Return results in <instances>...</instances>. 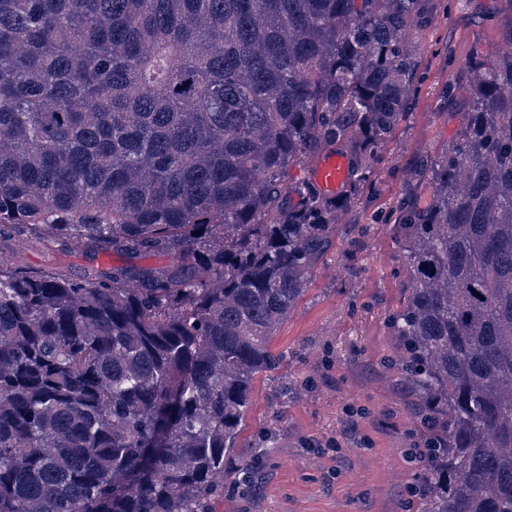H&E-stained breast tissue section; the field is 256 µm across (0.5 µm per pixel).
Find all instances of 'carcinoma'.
<instances>
[{
    "mask_svg": "<svg viewBox=\"0 0 512 512\" xmlns=\"http://www.w3.org/2000/svg\"><path fill=\"white\" fill-rule=\"evenodd\" d=\"M425 0H0V512H214L269 342L410 105ZM398 227L423 512H512V23ZM336 148L334 196L289 172ZM163 266L61 263L27 249Z\"/></svg>",
    "mask_w": 512,
    "mask_h": 512,
    "instance_id": "1",
    "label": "carcinoma"
}]
</instances>
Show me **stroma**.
Returning a JSON list of instances; mask_svg holds the SVG:
<instances>
[{"label": "stroma", "mask_w": 512, "mask_h": 512, "mask_svg": "<svg viewBox=\"0 0 512 512\" xmlns=\"http://www.w3.org/2000/svg\"><path fill=\"white\" fill-rule=\"evenodd\" d=\"M413 100L271 340L215 512H416L417 438L401 351L385 318L407 295L396 216L459 129L476 52L494 53L512 0H427ZM459 96L449 97V88Z\"/></svg>", "instance_id": "35a3bbf8"}]
</instances>
